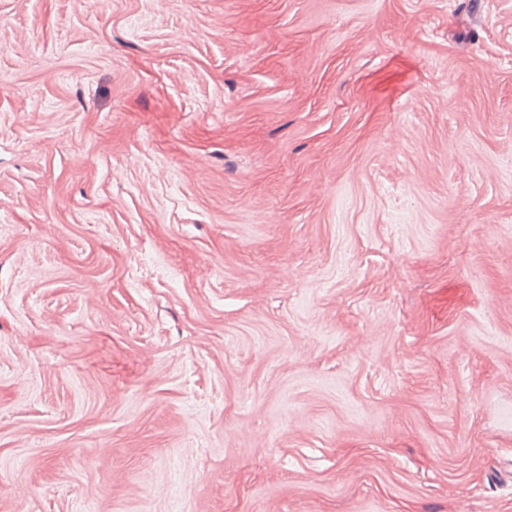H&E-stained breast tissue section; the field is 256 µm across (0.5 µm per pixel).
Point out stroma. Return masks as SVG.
Returning <instances> with one entry per match:
<instances>
[{
  "instance_id": "1",
  "label": "stroma",
  "mask_w": 512,
  "mask_h": 512,
  "mask_svg": "<svg viewBox=\"0 0 512 512\" xmlns=\"http://www.w3.org/2000/svg\"><path fill=\"white\" fill-rule=\"evenodd\" d=\"M0 512H512V0H0Z\"/></svg>"
}]
</instances>
